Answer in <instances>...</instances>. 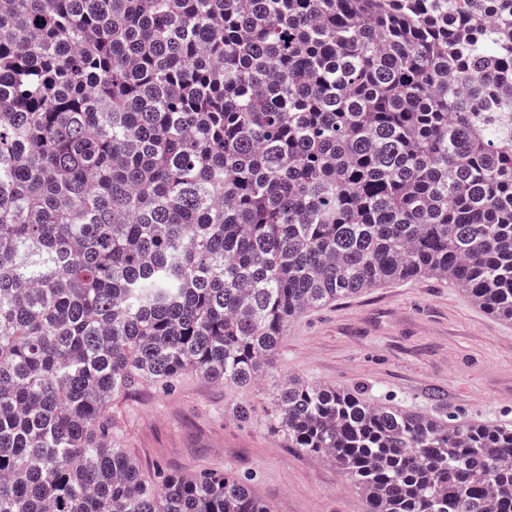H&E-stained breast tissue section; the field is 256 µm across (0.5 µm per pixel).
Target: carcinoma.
I'll use <instances>...</instances> for the list:
<instances>
[{
    "label": "carcinoma",
    "instance_id": "cac0c4a2",
    "mask_svg": "<svg viewBox=\"0 0 512 512\" xmlns=\"http://www.w3.org/2000/svg\"><path fill=\"white\" fill-rule=\"evenodd\" d=\"M512 0H0V512H274L151 476L112 401L445 278L512 320ZM366 512H512V425L284 382Z\"/></svg>",
    "mask_w": 512,
    "mask_h": 512
}]
</instances>
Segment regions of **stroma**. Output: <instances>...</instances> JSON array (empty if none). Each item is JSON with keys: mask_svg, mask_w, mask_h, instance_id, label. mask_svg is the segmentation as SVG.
Segmentation results:
<instances>
[{"mask_svg": "<svg viewBox=\"0 0 512 512\" xmlns=\"http://www.w3.org/2000/svg\"><path fill=\"white\" fill-rule=\"evenodd\" d=\"M290 378L443 419L512 424V325L448 280L394 282L300 315L254 386L190 373L169 392L145 384L115 400L116 442L148 472L233 468L275 512H364L335 462L289 447L272 424L276 394ZM243 406L251 410L244 421Z\"/></svg>", "mask_w": 512, "mask_h": 512, "instance_id": "stroma-1", "label": "stroma"}]
</instances>
